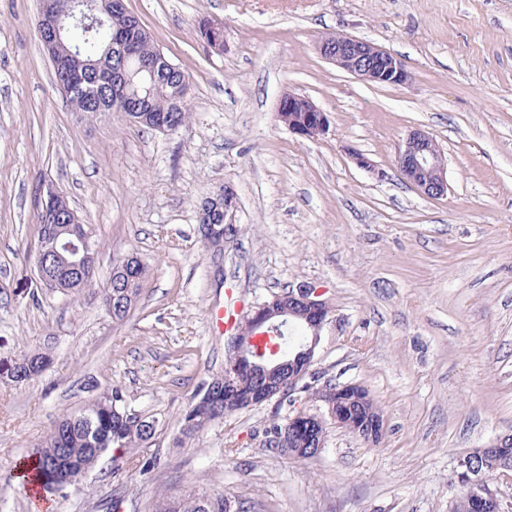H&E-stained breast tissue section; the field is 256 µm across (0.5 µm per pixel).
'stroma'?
I'll return each instance as SVG.
<instances>
[{
  "mask_svg": "<svg viewBox=\"0 0 512 512\" xmlns=\"http://www.w3.org/2000/svg\"><path fill=\"white\" fill-rule=\"evenodd\" d=\"M125 4L190 77L192 116L176 131L72 112L39 41L38 0H0V512H32L16 462L115 388L159 420L156 435L107 452L81 489L48 494L50 512H106L115 499L118 512H151L157 495L197 490L254 512H449L460 459L512 432V0ZM203 21L223 26V48L201 39ZM328 34L400 57L410 81L372 85L325 61L315 45ZM287 91L328 113L324 136L277 121ZM415 128L444 154L443 197L396 169ZM48 183L92 226L100 281L131 253L147 266L123 320L99 286L41 287ZM227 184L239 232L216 252L196 233L198 211ZM301 284L332 306L316 371L369 389L382 443L331 424L315 457L281 454L265 433L289 410L273 401L182 438L194 394L224 371L215 310L242 313ZM28 351L50 365L19 385L6 370Z\"/></svg>",
  "mask_w": 512,
  "mask_h": 512,
  "instance_id": "35a3bbf8",
  "label": "stroma"
}]
</instances>
